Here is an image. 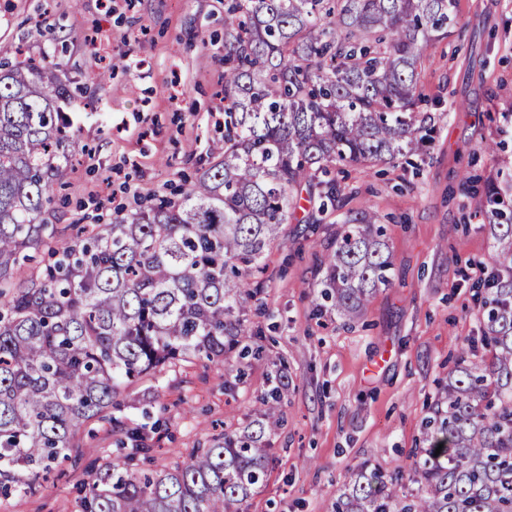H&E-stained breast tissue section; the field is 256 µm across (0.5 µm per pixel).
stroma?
I'll return each instance as SVG.
<instances>
[{"mask_svg":"<svg viewBox=\"0 0 512 512\" xmlns=\"http://www.w3.org/2000/svg\"><path fill=\"white\" fill-rule=\"evenodd\" d=\"M227 0H0V60L46 59L79 88L65 113L74 144L45 216L60 236L75 224L119 221L176 197L224 141ZM459 24L423 63V150L396 165L340 164L331 176L350 208L376 213L394 283L347 322L318 314L313 288L343 211L290 220L270 248L263 288L249 301L260 355L200 362L139 384L119 414L162 417L144 468L161 472L225 431L246 429L268 379L282 371L285 422L266 433L274 454L265 486L239 512H333L362 466L410 471L421 424L480 336L475 291L493 270L488 220L460 190L494 183L512 195V0H457ZM110 69L93 77L97 59ZM495 143V153L485 144ZM116 453L103 425L32 495L0 512H79L82 485Z\"/></svg>","mask_w":512,"mask_h":512,"instance_id":"35a3bbf8","label":"stroma"}]
</instances>
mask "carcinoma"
Returning a JSON list of instances; mask_svg holds the SVG:
<instances>
[{"label":"carcinoma","instance_id":"1","mask_svg":"<svg viewBox=\"0 0 512 512\" xmlns=\"http://www.w3.org/2000/svg\"><path fill=\"white\" fill-rule=\"evenodd\" d=\"M224 26V145L183 189L146 211L63 239L45 204L62 182L72 98L49 67L0 63V498L32 494L71 459L89 423L129 453L84 483L80 512H238L267 480L264 435L222 433L157 475L146 425L111 414L136 381L183 363L224 364L246 341L247 279L293 218L301 195L343 207L323 180L338 163L395 164L423 147L416 124L427 52L454 33L456 0H234ZM501 191L480 207L497 273L485 288L482 345L459 356L446 403L423 427L408 493L398 477L361 470L333 512H512V217ZM54 241L37 275L27 251ZM320 298L347 320L392 281L375 213L349 209L321 260ZM440 454H435V451Z\"/></svg>","mask_w":512,"mask_h":512}]
</instances>
